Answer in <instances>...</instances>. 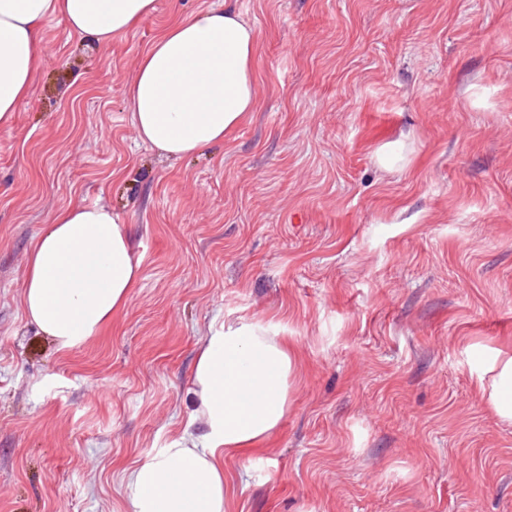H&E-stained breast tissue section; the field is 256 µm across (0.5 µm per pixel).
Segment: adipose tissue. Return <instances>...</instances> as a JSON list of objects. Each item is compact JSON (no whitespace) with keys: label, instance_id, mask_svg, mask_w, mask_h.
I'll list each match as a JSON object with an SVG mask.
<instances>
[{"label":"adipose tissue","instance_id":"1","mask_svg":"<svg viewBox=\"0 0 512 512\" xmlns=\"http://www.w3.org/2000/svg\"><path fill=\"white\" fill-rule=\"evenodd\" d=\"M155 0H0V126L10 125L40 70L43 29L59 19L99 44L135 29ZM257 34L230 6L163 30L125 87L139 140L167 157L200 153L255 111ZM141 281L118 214L101 204L58 211L37 234L21 305L58 349L99 335ZM292 344L256 318L227 319L197 347L193 408L177 440L126 472V512H230L224 457L267 442L288 411ZM483 398L512 422V353L484 369Z\"/></svg>","mask_w":512,"mask_h":512}]
</instances>
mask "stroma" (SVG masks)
<instances>
[{
	"label": "stroma",
	"mask_w": 512,
	"mask_h": 512,
	"mask_svg": "<svg viewBox=\"0 0 512 512\" xmlns=\"http://www.w3.org/2000/svg\"><path fill=\"white\" fill-rule=\"evenodd\" d=\"M234 6L257 107L201 155L137 144L125 86L161 30ZM0 127V512H125L181 434L198 341L239 316L296 350L288 412L224 459L230 512H512V0H156L100 45L58 20ZM101 202L141 259L109 326L59 350L22 273ZM481 377V394L498 418L512 422V353L496 354ZM490 375L487 382L484 376Z\"/></svg>",
	"instance_id": "stroma-1"
}]
</instances>
